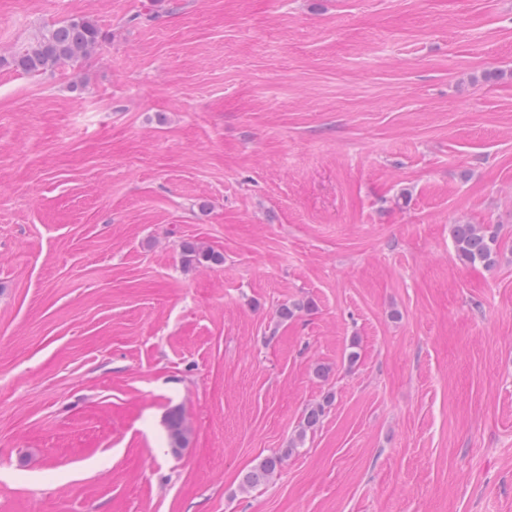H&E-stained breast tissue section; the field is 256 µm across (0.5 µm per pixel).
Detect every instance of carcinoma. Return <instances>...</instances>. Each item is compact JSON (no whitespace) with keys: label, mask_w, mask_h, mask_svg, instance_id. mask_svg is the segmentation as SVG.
I'll use <instances>...</instances> for the list:
<instances>
[{"label":"carcinoma","mask_w":512,"mask_h":512,"mask_svg":"<svg viewBox=\"0 0 512 512\" xmlns=\"http://www.w3.org/2000/svg\"><path fill=\"white\" fill-rule=\"evenodd\" d=\"M103 40V31L89 17H74L62 24L41 30L21 48L0 56V67H7L28 74L53 70L63 65H75L90 57ZM456 253L459 259L469 264L481 263L491 267L496 262L499 238L496 231L484 224H454L451 227ZM219 255L194 245L183 248V261L187 265L215 261ZM324 413V406L317 405L307 410L297 435L303 441L307 432L314 429ZM168 439L172 453H178L185 441V431L180 418L171 416L167 423ZM293 448L262 459L243 478L246 486H255L267 481L281 466Z\"/></svg>","instance_id":"obj_1"}]
</instances>
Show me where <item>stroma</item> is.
<instances>
[{
  "label": "stroma",
  "mask_w": 512,
  "mask_h": 512,
  "mask_svg": "<svg viewBox=\"0 0 512 512\" xmlns=\"http://www.w3.org/2000/svg\"><path fill=\"white\" fill-rule=\"evenodd\" d=\"M77 15L0 68V512H512V0H0V54ZM103 31L89 17H74L41 30L21 48L0 56V67L28 74L75 65L90 57L103 40ZM451 234L459 259L469 264L491 267L496 262L499 238L484 224H452ZM293 447H296L294 443L291 444L290 448H283L279 453H275L262 459L244 476V485L251 487L267 481L277 472L283 460L288 457L294 449H296Z\"/></svg>",
  "instance_id": "stroma-1"
}]
</instances>
